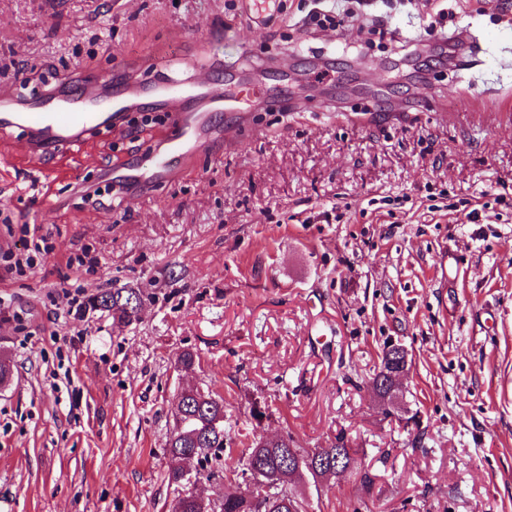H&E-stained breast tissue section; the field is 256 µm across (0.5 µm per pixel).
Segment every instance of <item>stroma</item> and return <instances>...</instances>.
<instances>
[{
  "label": "stroma",
  "mask_w": 512,
  "mask_h": 512,
  "mask_svg": "<svg viewBox=\"0 0 512 512\" xmlns=\"http://www.w3.org/2000/svg\"><path fill=\"white\" fill-rule=\"evenodd\" d=\"M276 3L261 27L266 0H0V93L23 102L58 74L206 69L296 104L215 113L198 161L135 197L109 175L171 122L50 159L0 132V254L29 228L54 247L0 269V512H172V410L196 386L227 434L202 496L244 489L251 441L287 434L356 451L295 482L308 512H512V0H435L438 30L409 0H363L344 28ZM130 288L131 323L90 305ZM391 340L411 366L387 404L370 380Z\"/></svg>",
  "instance_id": "stroma-1"
}]
</instances>
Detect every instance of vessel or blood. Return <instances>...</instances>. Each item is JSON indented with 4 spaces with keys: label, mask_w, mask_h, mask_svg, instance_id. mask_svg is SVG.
Wrapping results in <instances>:
<instances>
[{
    "label": "vessel or blood",
    "mask_w": 512,
    "mask_h": 512,
    "mask_svg": "<svg viewBox=\"0 0 512 512\" xmlns=\"http://www.w3.org/2000/svg\"><path fill=\"white\" fill-rule=\"evenodd\" d=\"M201 86L208 103L194 112L182 108L186 95L183 86L171 83L165 87L163 104L176 107L179 129L126 169L119 177L122 185L131 189L144 187L191 165L214 130L210 120L213 104L222 105L228 112H242L252 99L262 95L260 89L248 82L238 83L231 90L216 79L204 80ZM146 94L145 88L131 82L107 93L90 77L65 83L59 92L62 102L53 108L28 106L5 95L0 97V128L22 127L30 131L33 152L46 156L60 146L83 142L86 134L97 127L120 124L125 113L138 108Z\"/></svg>",
    "instance_id": "b4317fda"
}]
</instances>
